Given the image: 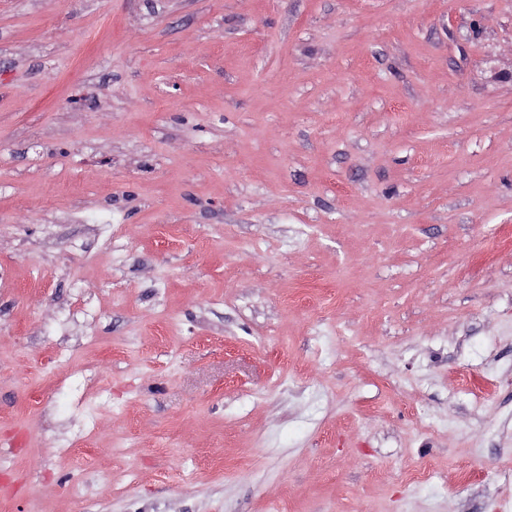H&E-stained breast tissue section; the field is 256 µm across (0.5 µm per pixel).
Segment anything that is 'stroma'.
<instances>
[{
  "label": "stroma",
  "mask_w": 512,
  "mask_h": 512,
  "mask_svg": "<svg viewBox=\"0 0 512 512\" xmlns=\"http://www.w3.org/2000/svg\"><path fill=\"white\" fill-rule=\"evenodd\" d=\"M507 473L512 0H0V512Z\"/></svg>",
  "instance_id": "1"
}]
</instances>
